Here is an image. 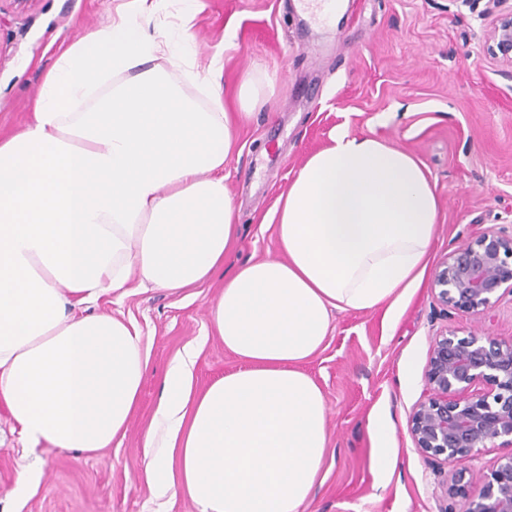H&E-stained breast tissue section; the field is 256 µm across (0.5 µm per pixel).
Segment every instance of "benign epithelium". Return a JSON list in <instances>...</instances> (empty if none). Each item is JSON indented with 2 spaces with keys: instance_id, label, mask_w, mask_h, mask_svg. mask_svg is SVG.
I'll return each mask as SVG.
<instances>
[{
  "instance_id": "benign-epithelium-1",
  "label": "benign epithelium",
  "mask_w": 512,
  "mask_h": 512,
  "mask_svg": "<svg viewBox=\"0 0 512 512\" xmlns=\"http://www.w3.org/2000/svg\"><path fill=\"white\" fill-rule=\"evenodd\" d=\"M483 50L512 64V9L497 15ZM503 288L512 293V234L494 227L448 254L433 280L441 305L475 316L492 307ZM424 377L427 395L407 422L422 455L454 468L482 448L512 447V338L441 334L432 344ZM478 385L483 391L473 392ZM463 480L464 471L454 469L439 482L440 497L468 498L467 512H512V454L481 485L466 486Z\"/></svg>"
}]
</instances>
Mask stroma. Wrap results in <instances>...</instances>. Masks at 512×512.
I'll list each match as a JSON object with an SVG mask.
<instances>
[{
	"label": "stroma",
	"mask_w": 512,
	"mask_h": 512,
	"mask_svg": "<svg viewBox=\"0 0 512 512\" xmlns=\"http://www.w3.org/2000/svg\"><path fill=\"white\" fill-rule=\"evenodd\" d=\"M119 0H33L0 5V136L28 121L45 72L62 48L106 24ZM487 0H360L328 28L299 30L293 0H190L200 57L224 59L226 99L244 74H264L268 102L238 131L239 156L224 168L238 209V234L225 270L278 256L275 225L264 218L304 160L335 129L372 136L414 154L440 202L432 265L487 227L512 231V65L486 56ZM432 276L393 311L332 312L322 349L303 366L326 399L329 453L305 512H466L468 500L442 501L441 479L407 429L426 392L432 342L448 331L512 337V294L482 317L444 309ZM223 273L176 292L106 295L91 305L134 323L149 367L124 437L86 455L23 447L0 410V512H197L185 494L155 496L144 474V432L166 373L187 347L198 350L194 388L241 362L213 330L210 310ZM413 363L402 370V361ZM395 428L396 461L377 470L369 423Z\"/></svg>",
	"instance_id": "35a3bbf8"
}]
</instances>
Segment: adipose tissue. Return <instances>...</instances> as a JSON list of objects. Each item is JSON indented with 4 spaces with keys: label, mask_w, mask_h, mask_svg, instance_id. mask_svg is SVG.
<instances>
[{
    "label": "adipose tissue",
    "mask_w": 512,
    "mask_h": 512,
    "mask_svg": "<svg viewBox=\"0 0 512 512\" xmlns=\"http://www.w3.org/2000/svg\"><path fill=\"white\" fill-rule=\"evenodd\" d=\"M158 0H124L46 72L30 120L0 138V407L28 447L80 452L125 434L149 352L134 324L84 313L103 295L172 292L224 265L238 214L235 131L264 105L246 75L201 61ZM439 201L407 151L338 129L277 198L280 255L224 279L212 324L237 371L193 392L195 350L170 367L145 432L158 495L197 512H302L329 451L322 389L303 369L332 311L394 305L428 269Z\"/></svg>",
    "instance_id": "obj_1"
}]
</instances>
